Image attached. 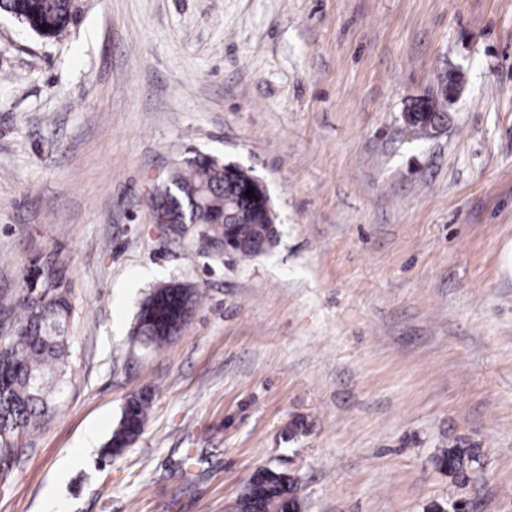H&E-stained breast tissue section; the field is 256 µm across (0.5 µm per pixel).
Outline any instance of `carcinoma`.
<instances>
[{"label": "carcinoma", "mask_w": 512, "mask_h": 512, "mask_svg": "<svg viewBox=\"0 0 512 512\" xmlns=\"http://www.w3.org/2000/svg\"><path fill=\"white\" fill-rule=\"evenodd\" d=\"M0 10L9 13L33 33L52 38L72 21V0H0ZM427 94L415 100L409 111L418 115L414 129L426 135L433 130L422 113ZM252 182L255 197L244 193ZM168 211L188 220L211 236L227 237L232 252L246 258L266 252L261 241L272 243L275 225L264 209L263 181L247 169L237 173L216 158L198 154L177 168L169 180ZM51 307L18 299L20 313L12 340L0 344V455L13 452L10 439L42 422L51 411L53 400L64 385V361L68 353L65 330L74 306L68 288L59 276L51 283ZM197 304L196 289L181 281H170L153 289L142 304L136 320V335L160 346L178 334L189 322ZM150 401L144 396L130 398L123 407L117 427L107 443L105 454L112 455L134 443L143 433ZM440 469L468 480L480 467L474 448H446L435 458ZM298 484L294 478L264 469L253 475L237 502L236 512H300Z\"/></svg>", "instance_id": "carcinoma-1"}]
</instances>
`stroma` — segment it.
<instances>
[{
    "instance_id": "35a3bbf8",
    "label": "stroma",
    "mask_w": 512,
    "mask_h": 512,
    "mask_svg": "<svg viewBox=\"0 0 512 512\" xmlns=\"http://www.w3.org/2000/svg\"><path fill=\"white\" fill-rule=\"evenodd\" d=\"M57 38L0 11V336L50 255L74 317L51 416L0 460V512H512V0H76ZM459 71L448 123L404 127ZM205 153L267 186L242 259L148 195ZM198 291L161 347L141 302ZM140 437L105 457L126 401ZM475 448L469 481L438 470ZM434 93L427 94L423 97L427 98L425 100L424 98L416 99L414 104L409 108L408 112H404L403 120L407 128L412 129L413 128V122L411 119H413V112H416L415 114L418 115V118L415 120V126L414 129L417 130L419 133H422L424 135L430 133L433 130V127L428 124L427 119L424 118V115L422 113L423 107L425 104L430 102L431 96ZM411 116V117H410ZM298 484L294 478L264 469L253 475L237 502V512H299Z\"/></svg>"
}]
</instances>
